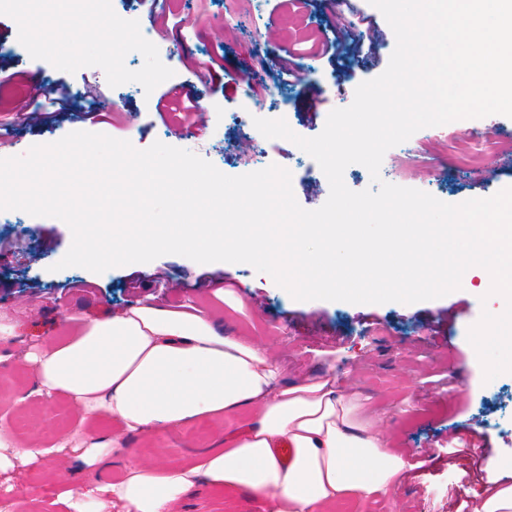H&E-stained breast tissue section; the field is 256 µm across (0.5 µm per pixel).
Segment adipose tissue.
<instances>
[{"label": "adipose tissue", "mask_w": 512, "mask_h": 512, "mask_svg": "<svg viewBox=\"0 0 512 512\" xmlns=\"http://www.w3.org/2000/svg\"><path fill=\"white\" fill-rule=\"evenodd\" d=\"M37 390L105 412L120 430L79 456L110 461L123 433L171 429L202 416L236 420L223 450L188 468H128L115 484L86 483L74 512H104L116 494L127 512H171L197 482L245 488L269 498L272 512H332L341 502L386 493L409 467L372 426L356 422L357 402L330 375L291 383L258 343L224 321L137 305L80 324L66 340L29 354ZM294 448L281 461L282 443ZM471 512H512V483L497 459Z\"/></svg>", "instance_id": "ef3b65f1"}]
</instances>
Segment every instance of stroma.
Wrapping results in <instances>:
<instances>
[{
    "label": "stroma",
    "mask_w": 512,
    "mask_h": 512,
    "mask_svg": "<svg viewBox=\"0 0 512 512\" xmlns=\"http://www.w3.org/2000/svg\"><path fill=\"white\" fill-rule=\"evenodd\" d=\"M166 6L184 21L180 37L151 28L140 0H112L116 12H132L134 26L86 42L83 15L59 13L32 21L11 0H0V69L24 86L35 75L49 84L64 79L78 96L75 112L59 126L11 131L0 155H22L74 131L103 133L140 150L159 141L190 150L231 176L272 164L284 167L298 204L307 210L321 207L329 183L318 164L289 140L265 138L252 125L240 129L235 115L282 118L296 134L317 136L328 114L349 106L368 79L361 63L351 62L339 75L321 54L323 43L348 25L352 13L321 0H167ZM218 28L226 34L229 82L219 91L194 80L206 120L205 130L195 136L180 124L163 122L155 103L162 91L192 80L182 58H205ZM148 29L155 43L142 39ZM77 41L84 67H60L59 58ZM119 47L127 50L122 79L103 80L100 94L92 95L89 84ZM287 64L301 71V79L283 75ZM253 74L267 82V94H252L248 78ZM93 110L110 111V122L91 123L86 114ZM467 129L485 136L512 134V118L493 114L421 129L386 152L382 179L449 204L512 187V152L491 156L476 170L443 167L448 144ZM0 235L18 240L16 252L0 256V323L17 327L16 336L0 338V442L40 451L10 475L0 474V512H72L65 498L87 480L112 483L125 466L137 463L185 464L224 438L222 421L201 418L176 429L126 434L121 454L92 470L75 454L59 458L61 442L86 436L92 428L108 434L112 419L104 413L87 416L62 396L30 397L35 371L26 353L68 335L77 321L148 298L224 316L270 346L286 379L331 373L343 390L362 398L359 420L378 423L414 467L387 495L363 502L360 512H463L466 499L483 491L486 471L470 455L449 457V433H476L487 456L512 459V373L485 380L467 339L482 313L478 290L461 288L412 304L299 301L270 274L244 263L199 264L169 254L101 273L56 270L72 233L53 217L11 211L8 222L0 223ZM134 276L140 287H130ZM174 512H269V502L246 489L224 493L199 482Z\"/></svg>",
    "instance_id": "35a3bbf8"
}]
</instances>
